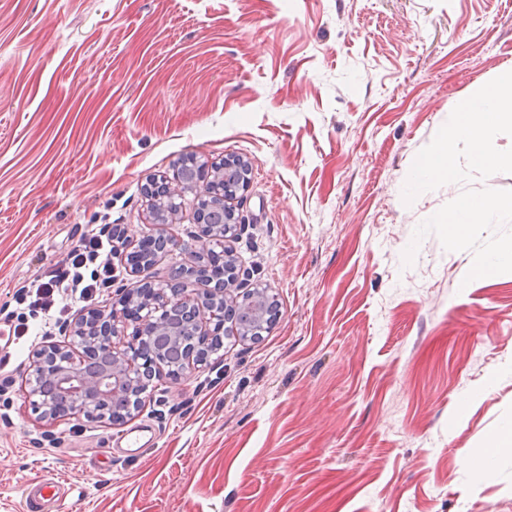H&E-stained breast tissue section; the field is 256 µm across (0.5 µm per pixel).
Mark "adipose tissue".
Here are the masks:
<instances>
[{
    "label": "adipose tissue",
    "instance_id": "obj_1",
    "mask_svg": "<svg viewBox=\"0 0 512 512\" xmlns=\"http://www.w3.org/2000/svg\"><path fill=\"white\" fill-rule=\"evenodd\" d=\"M512 124V70L474 96L463 99L457 112L448 118V128L433 151L418 159L410 169L409 180L421 186L452 178L455 173L453 148L458 141L468 145L471 159L478 166L512 165V155L497 152L491 138L495 126ZM511 213V200L465 203L438 217L450 240H465L472 230L490 223L493 216Z\"/></svg>",
    "mask_w": 512,
    "mask_h": 512
}]
</instances>
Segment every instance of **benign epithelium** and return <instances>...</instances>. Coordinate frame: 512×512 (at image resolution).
<instances>
[{"instance_id":"obj_1","label":"benign epithelium","mask_w":512,"mask_h":512,"mask_svg":"<svg viewBox=\"0 0 512 512\" xmlns=\"http://www.w3.org/2000/svg\"><path fill=\"white\" fill-rule=\"evenodd\" d=\"M246 187L223 190L215 184L206 196L224 201V208L236 214L235 202ZM153 193L174 200L183 197L180 180L165 177L153 187ZM113 253L138 261L144 236H115ZM226 284L197 288L189 293L178 283L153 289L134 301L135 293L120 288L112 309L90 310L73 328L62 327L65 342L49 336L33 351L22 378L23 395L38 418L64 422L83 417L101 422L111 417L112 406L137 392L141 400L149 396L153 380L167 375L166 349L162 344L172 339L168 315L178 308L193 329V341L180 348L182 373L203 365L206 348L215 336L224 333V310L205 305L209 298L224 295Z\"/></svg>"}]
</instances>
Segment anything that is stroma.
Masks as SVG:
<instances>
[{
    "instance_id": "obj_1",
    "label": "stroma",
    "mask_w": 512,
    "mask_h": 512,
    "mask_svg": "<svg viewBox=\"0 0 512 512\" xmlns=\"http://www.w3.org/2000/svg\"><path fill=\"white\" fill-rule=\"evenodd\" d=\"M512 67V0H0V512L50 475L46 512H512V270H469L512 216L450 241L439 213L512 198V166L412 192L463 97ZM249 165L224 299L278 301L256 341L152 384L124 424H48L17 393L60 321L26 285L91 224L137 235L142 187L182 156ZM181 250L129 287L197 265ZM148 429L143 453L111 448ZM512 451V424H506L490 433L485 439V446L480 456L472 459L481 474L489 469L491 460L503 452Z\"/></svg>"
}]
</instances>
